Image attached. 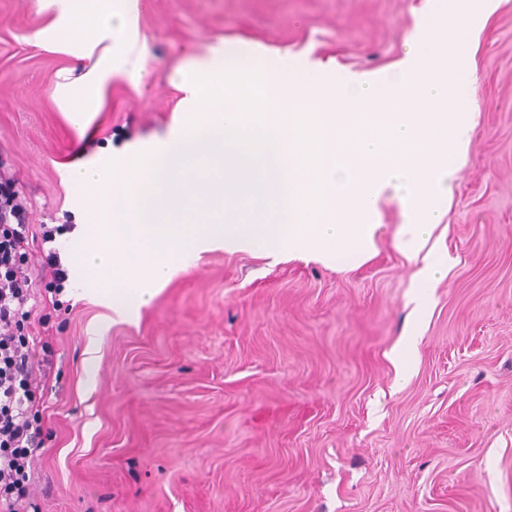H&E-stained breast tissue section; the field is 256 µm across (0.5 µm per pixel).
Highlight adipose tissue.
<instances>
[{
    "mask_svg": "<svg viewBox=\"0 0 512 512\" xmlns=\"http://www.w3.org/2000/svg\"><path fill=\"white\" fill-rule=\"evenodd\" d=\"M45 18L38 39L88 61L80 74L58 71L53 98L77 132H85L104 105L113 78L143 74L146 47L137 27L138 0H39Z\"/></svg>",
    "mask_w": 512,
    "mask_h": 512,
    "instance_id": "adipose-tissue-1",
    "label": "adipose tissue"
}]
</instances>
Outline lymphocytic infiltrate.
I'll use <instances>...</instances> for the list:
<instances>
[{
	"mask_svg": "<svg viewBox=\"0 0 512 512\" xmlns=\"http://www.w3.org/2000/svg\"><path fill=\"white\" fill-rule=\"evenodd\" d=\"M25 214L15 180L0 176V512H31L27 479L39 450L34 349L19 334L32 313Z\"/></svg>",
	"mask_w": 512,
	"mask_h": 512,
	"instance_id": "lymphocytic-infiltrate-1",
	"label": "lymphocytic infiltrate"
}]
</instances>
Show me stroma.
<instances>
[{"instance_id":"obj_1","label":"stroma","mask_w":512,"mask_h":512,"mask_svg":"<svg viewBox=\"0 0 512 512\" xmlns=\"http://www.w3.org/2000/svg\"><path fill=\"white\" fill-rule=\"evenodd\" d=\"M433 0H140L143 79H118L78 135L52 98L82 61L42 47L37 0H0V172L30 233L75 226L68 168L169 135L170 82L217 42L273 62L397 79ZM472 114L428 242L448 261L415 303L406 217L382 207L377 253L337 270L216 246L136 319L37 279L21 324L45 369L29 473L38 512H512V0L468 30ZM419 355L390 354L410 328Z\"/></svg>"}]
</instances>
